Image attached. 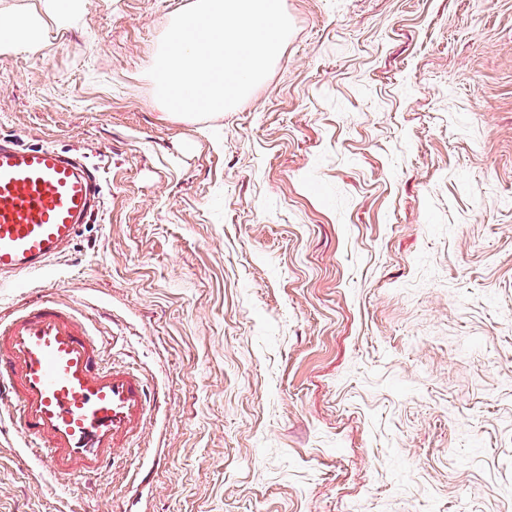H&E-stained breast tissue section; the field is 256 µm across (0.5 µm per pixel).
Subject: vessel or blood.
<instances>
[{"instance_id": "1", "label": "vessel or blood", "mask_w": 512, "mask_h": 512, "mask_svg": "<svg viewBox=\"0 0 512 512\" xmlns=\"http://www.w3.org/2000/svg\"><path fill=\"white\" fill-rule=\"evenodd\" d=\"M103 197L77 158L0 141V283L47 268ZM0 400L48 476H101L155 408L145 378L102 363L71 306L45 297L0 322Z\"/></svg>"}]
</instances>
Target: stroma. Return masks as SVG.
<instances>
[{
  "label": "stroma",
  "instance_id": "obj_1",
  "mask_svg": "<svg viewBox=\"0 0 512 512\" xmlns=\"http://www.w3.org/2000/svg\"><path fill=\"white\" fill-rule=\"evenodd\" d=\"M46 0L0 54V139L104 205L43 273L161 407L93 485H35L0 430V512H512V0H283L269 75L207 119L147 71L194 0ZM43 32V20L37 13L0 14V52L37 51L41 48Z\"/></svg>",
  "mask_w": 512,
  "mask_h": 512
}]
</instances>
